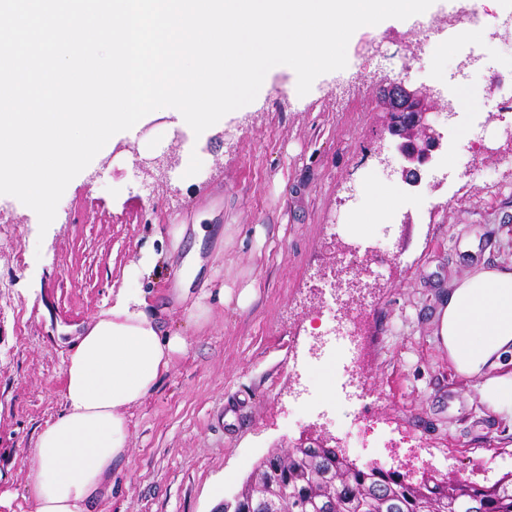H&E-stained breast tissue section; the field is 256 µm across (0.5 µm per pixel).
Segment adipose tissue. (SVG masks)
Here are the masks:
<instances>
[{
	"instance_id": "1",
	"label": "adipose tissue",
	"mask_w": 512,
	"mask_h": 512,
	"mask_svg": "<svg viewBox=\"0 0 512 512\" xmlns=\"http://www.w3.org/2000/svg\"><path fill=\"white\" fill-rule=\"evenodd\" d=\"M146 307L139 289L118 288L73 338L63 358V409L37 431L27 459L33 512H90L92 501L111 493L112 464L127 453L126 410L186 350L182 337L161 335ZM435 334L458 372L499 370L483 395L512 416V263L453 281Z\"/></svg>"
}]
</instances>
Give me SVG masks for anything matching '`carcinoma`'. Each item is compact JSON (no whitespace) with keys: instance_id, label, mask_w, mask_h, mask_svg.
<instances>
[{"instance_id":"cac0c4a2","label":"carcinoma","mask_w":512,"mask_h":512,"mask_svg":"<svg viewBox=\"0 0 512 512\" xmlns=\"http://www.w3.org/2000/svg\"><path fill=\"white\" fill-rule=\"evenodd\" d=\"M328 448L273 450L258 462L238 492L233 512L253 503L260 512H512V474L491 485L456 479L407 483L382 469L363 470L336 458L322 477Z\"/></svg>"}]
</instances>
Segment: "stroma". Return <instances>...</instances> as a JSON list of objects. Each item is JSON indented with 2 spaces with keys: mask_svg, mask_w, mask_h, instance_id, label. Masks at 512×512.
Segmentation results:
<instances>
[{
  "mask_svg": "<svg viewBox=\"0 0 512 512\" xmlns=\"http://www.w3.org/2000/svg\"><path fill=\"white\" fill-rule=\"evenodd\" d=\"M481 8L488 57L417 28L389 22L358 31L349 69L317 78L296 99L289 76L274 74L255 106L224 130L186 134L168 124L144 135L148 153L201 151L192 183L144 185L117 150L107 167L90 163L67 186L47 232L33 210L0 197V512H29L24 458L38 429L62 410L58 392L69 337L112 300L123 271L144 255L157 263L137 282L178 356L157 388L129 408L128 454L115 487L91 512H215L238 493L275 447L317 423L345 457L362 451L417 483L427 476L489 485L512 472V417L459 373L434 331L444 293L480 265L512 261V163L491 157L512 124V28ZM406 86L439 89L433 119L441 146L410 184L397 140L379 110L395 72ZM499 81V95L451 99L453 88ZM123 182L118 194L115 182ZM399 189L383 234L368 186ZM207 215L204 239L175 225ZM371 219L380 284L364 292L361 379L350 362L321 368L310 352L332 323L322 306L331 287L319 274L351 243L355 215ZM201 268L187 297L180 270L190 251ZM227 299H220L219 288ZM208 315L196 319L198 307ZM358 424V448L345 431Z\"/></svg>",
  "mask_w": 512,
  "mask_h": 512,
  "instance_id": "stroma-1",
  "label": "stroma"
}]
</instances>
